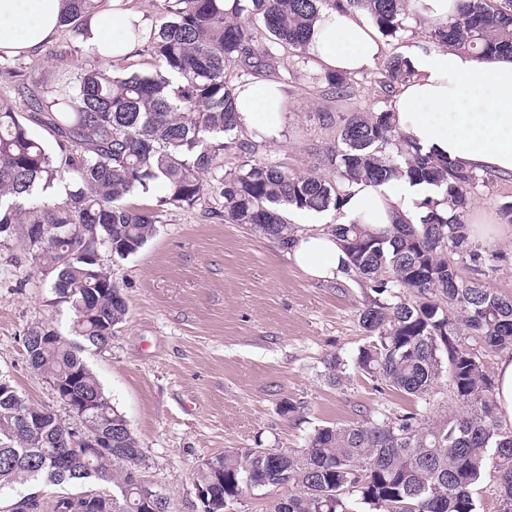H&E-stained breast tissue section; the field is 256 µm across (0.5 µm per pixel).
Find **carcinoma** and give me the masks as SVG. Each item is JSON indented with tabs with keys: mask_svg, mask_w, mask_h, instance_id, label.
Segmentation results:
<instances>
[{
	"mask_svg": "<svg viewBox=\"0 0 512 512\" xmlns=\"http://www.w3.org/2000/svg\"><path fill=\"white\" fill-rule=\"evenodd\" d=\"M62 23L74 30L100 0H67ZM164 0L166 20L143 47L155 60L149 74L93 66L52 87H32L18 68L0 63L24 116L0 106V243L21 235L24 250L73 312L74 343L50 324L23 335L26 359L44 380L62 382L96 403L82 427L110 443L89 450L69 441L70 426L48 406L22 397L0 377V490L14 486L76 488L55 512H146L130 472L144 468L134 432L81 357L106 346L126 321L128 305L99 251L125 259L156 233L168 209L193 206L206 192L224 199V221L248 225L288 247V213L338 210L357 182L381 186L406 178L436 186L448 203L419 223L381 233L365 225L331 226L348 256L346 271L374 294L360 312L370 341L353 367L395 390L424 400L443 373L455 407L432 419L408 412L316 429L304 447L233 448L201 465L195 485L225 501L245 486L288 488V512H478L473 491L496 474L499 512H512V429L497 417L494 387L476 354L458 339L465 328L494 350L512 351V298L468 279L448 261L466 255L474 270L482 254L470 246L462 213L478 176L424 154L400 137L391 109L344 119L334 163L338 180L290 173L256 156L224 169V153L240 131L236 86L276 73L279 49L307 52L323 8L365 11L385 37L409 30L416 0ZM428 40L452 43L477 58L512 53V0H461L446 25L428 23ZM414 74L409 61L388 60L381 89L390 93ZM324 81L336 95L350 88L343 73ZM37 122L51 149L31 132ZM64 183V197L47 194ZM156 189L155 205L130 199Z\"/></svg>",
	"mask_w": 512,
	"mask_h": 512,
	"instance_id": "obj_1",
	"label": "carcinoma"
}]
</instances>
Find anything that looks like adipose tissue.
Listing matches in <instances>:
<instances>
[{
  "mask_svg": "<svg viewBox=\"0 0 512 512\" xmlns=\"http://www.w3.org/2000/svg\"><path fill=\"white\" fill-rule=\"evenodd\" d=\"M110 8L90 16L87 42L102 58H128L138 36L151 26L134 0H111ZM65 0H0V52L35 51L56 39ZM308 49L311 65L321 72L359 73L372 69L386 46L358 11L322 10ZM408 60L413 76L401 84L392 108L398 132L422 152L447 158L474 172H512V56L476 59L467 50L447 46L413 48ZM285 97L279 83L257 78L238 92L241 126L278 137ZM439 190L425 183L392 180L380 186L359 183L339 210L336 221L384 230L403 219L418 222L427 200H441ZM295 264L314 279H333L347 260L336 238L306 224L290 245Z\"/></svg>",
  "mask_w": 512,
  "mask_h": 512,
  "instance_id": "1",
  "label": "adipose tissue"
}]
</instances>
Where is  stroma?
<instances>
[{
    "label": "stroma",
    "instance_id": "35a3bbf8",
    "mask_svg": "<svg viewBox=\"0 0 512 512\" xmlns=\"http://www.w3.org/2000/svg\"><path fill=\"white\" fill-rule=\"evenodd\" d=\"M93 60L85 34L65 27L54 42L11 62L30 82L46 85ZM279 69L285 110L278 139L267 140L261 156L292 172L313 169L335 179L326 159L340 146L343 118L390 106L377 70L351 75L349 96L339 97L308 55L282 49ZM507 201L512 175L481 173L464 221L472 223L480 210L501 223ZM222 209V198L206 195L193 207L165 212L136 254L101 256L129 314L108 346L89 348L84 358L139 438L145 476L167 496L168 512H195V473L226 449L301 448L322 426L410 410L432 417L453 402L447 379L423 401L352 368L368 342L359 323L365 284L346 273L308 277L276 241L225 223ZM475 246L484 256L482 282L511 296L512 238ZM51 282L19 242L0 246V374L70 423L73 415L29 367L22 343L25 329L37 323L70 333L73 315ZM332 355L347 365L336 384L325 369Z\"/></svg>",
    "mask_w": 512,
    "mask_h": 512
}]
</instances>
